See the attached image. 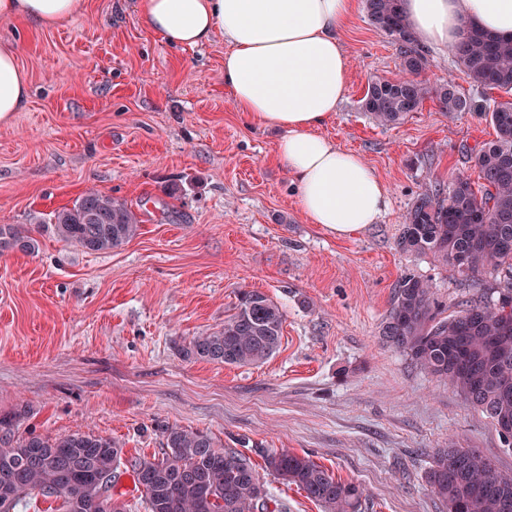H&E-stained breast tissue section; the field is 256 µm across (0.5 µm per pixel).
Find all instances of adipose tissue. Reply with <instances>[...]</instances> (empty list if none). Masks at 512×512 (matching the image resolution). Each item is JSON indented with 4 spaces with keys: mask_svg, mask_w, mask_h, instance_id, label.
Listing matches in <instances>:
<instances>
[{
    "mask_svg": "<svg viewBox=\"0 0 512 512\" xmlns=\"http://www.w3.org/2000/svg\"><path fill=\"white\" fill-rule=\"evenodd\" d=\"M86 0H0V21L53 27L78 17ZM355 0H144L146 26L169 45L200 47L222 36L224 85L237 111L282 135L275 158L296 187L312 224L336 236L376 223L388 206L385 185L366 161L320 135L347 86L339 33ZM421 46L454 50L467 23L512 36V0H401ZM15 45L0 42V122L28 101Z\"/></svg>",
    "mask_w": 512,
    "mask_h": 512,
    "instance_id": "1",
    "label": "adipose tissue"
}]
</instances>
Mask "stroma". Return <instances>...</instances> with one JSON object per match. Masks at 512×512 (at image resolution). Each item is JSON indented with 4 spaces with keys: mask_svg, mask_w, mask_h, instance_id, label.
<instances>
[{
    "mask_svg": "<svg viewBox=\"0 0 512 512\" xmlns=\"http://www.w3.org/2000/svg\"><path fill=\"white\" fill-rule=\"evenodd\" d=\"M141 7L87 0L54 28L0 22L31 87L0 125V224L27 225L39 242L32 255L0 252V414L25 409L23 433L112 438L132 512H144V494L130 463L161 455L166 426L205 430L260 468L264 449L309 455L363 488L361 512H446L426 473L451 442L512 474V446L491 421L381 337L404 275L428 281L446 316L478 297L396 241L419 194L477 178L473 149L495 139L490 121L430 97L401 124L378 125L361 100L370 80L400 75L401 59L355 8L342 36L346 95L321 133L366 160L389 206L339 237L308 222L273 162L279 130L235 109L223 39L170 46ZM426 57L430 84L451 80L481 98L452 54ZM90 190L140 220L106 254L54 231V214ZM244 288L282 308L277 353L245 366L184 358L194 337L223 327Z\"/></svg>",
    "mask_w": 512,
    "mask_h": 512,
    "instance_id": "obj_1",
    "label": "stroma"
}]
</instances>
